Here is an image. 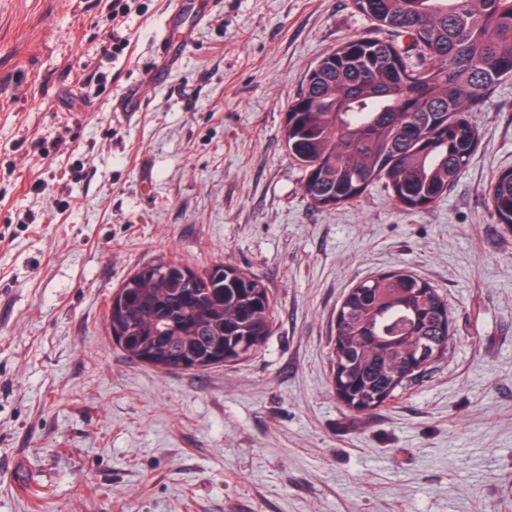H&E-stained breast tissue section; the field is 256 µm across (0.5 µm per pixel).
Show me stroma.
Instances as JSON below:
<instances>
[{"label":"stroma","instance_id":"35a3bbf8","mask_svg":"<svg viewBox=\"0 0 512 512\" xmlns=\"http://www.w3.org/2000/svg\"><path fill=\"white\" fill-rule=\"evenodd\" d=\"M170 0H0V512H512V228L487 190L512 167V77L432 207L375 184L316 208L282 114L319 58L377 28L352 0H222L140 112L112 99L154 64ZM258 277L272 334L200 372L132 362L107 304L142 266ZM406 270L448 301L447 353L360 414L331 389L358 281ZM134 3L136 0L112 1V53L114 55H120L129 44L128 34L124 33L122 27L130 15Z\"/></svg>","mask_w":512,"mask_h":512}]
</instances>
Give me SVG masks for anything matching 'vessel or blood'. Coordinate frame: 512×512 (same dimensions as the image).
Instances as JSON below:
<instances>
[{
    "label": "vessel or blood",
    "mask_w": 512,
    "mask_h": 512,
    "mask_svg": "<svg viewBox=\"0 0 512 512\" xmlns=\"http://www.w3.org/2000/svg\"><path fill=\"white\" fill-rule=\"evenodd\" d=\"M216 5V0H171L168 14L154 44L155 65L148 71L143 84H156L165 78L167 71L179 60L187 47L195 24L206 20ZM141 86L142 84L126 86L113 100V110L141 111Z\"/></svg>",
    "instance_id": "vessel-or-blood-1"
}]
</instances>
